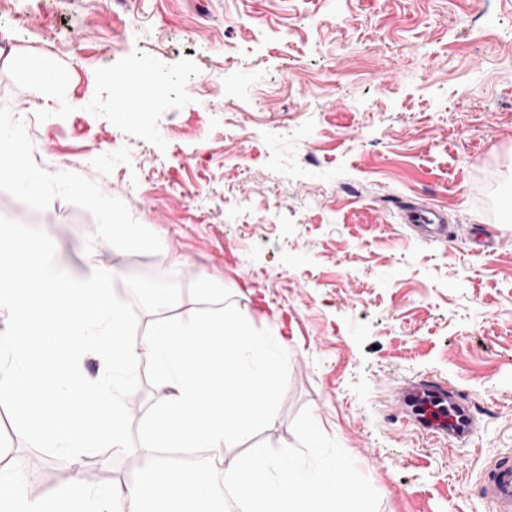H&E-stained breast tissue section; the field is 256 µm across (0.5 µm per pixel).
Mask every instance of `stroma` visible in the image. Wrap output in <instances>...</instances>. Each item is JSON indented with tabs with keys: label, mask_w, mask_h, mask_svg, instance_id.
Here are the masks:
<instances>
[{
	"label": "stroma",
	"mask_w": 512,
	"mask_h": 512,
	"mask_svg": "<svg viewBox=\"0 0 512 512\" xmlns=\"http://www.w3.org/2000/svg\"><path fill=\"white\" fill-rule=\"evenodd\" d=\"M127 69L160 90L122 122L107 74ZM0 102L38 165L96 181L162 242H97L100 264L184 287L206 272L287 339L259 440L295 444L307 408L378 512H492L481 472L512 455V0H0ZM414 200L447 210L450 242L411 234ZM0 215L86 275L88 211L0 191ZM474 230L492 246L472 252ZM416 376L473 400L469 445L404 422L391 388ZM0 445L45 470L31 497L73 475L2 407Z\"/></svg>",
	"instance_id": "35a3bbf8"
}]
</instances>
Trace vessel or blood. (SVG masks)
Segmentation results:
<instances>
[{"label": "vessel or blood", "instance_id": "b4317fda", "mask_svg": "<svg viewBox=\"0 0 512 512\" xmlns=\"http://www.w3.org/2000/svg\"><path fill=\"white\" fill-rule=\"evenodd\" d=\"M403 212L406 223L423 240L447 241L449 231L442 210L408 203ZM395 394L407 424L456 446L469 444L478 417L473 401L466 395L425 377L405 381L397 386ZM481 489L495 512H512V458L503 456L490 461L481 475Z\"/></svg>", "mask_w": 512, "mask_h": 512}]
</instances>
